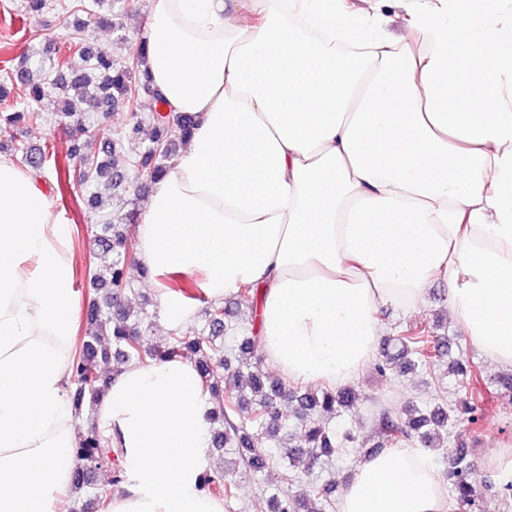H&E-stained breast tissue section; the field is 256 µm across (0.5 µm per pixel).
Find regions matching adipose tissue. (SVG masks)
I'll return each instance as SVG.
<instances>
[{
	"instance_id": "ef3b65f1",
	"label": "adipose tissue",
	"mask_w": 512,
	"mask_h": 512,
	"mask_svg": "<svg viewBox=\"0 0 512 512\" xmlns=\"http://www.w3.org/2000/svg\"><path fill=\"white\" fill-rule=\"evenodd\" d=\"M150 0L140 34L165 108L195 115L133 228L140 267L207 298L252 286L278 374L345 384L390 307L437 279L512 366V0ZM403 17L387 33L385 9ZM72 234L0 159V512H56L74 469ZM211 405L172 358L111 373L95 413L128 482L107 512H224L198 487ZM338 512H445L420 449L350 468Z\"/></svg>"
}]
</instances>
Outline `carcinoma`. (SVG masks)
<instances>
[{
  "mask_svg": "<svg viewBox=\"0 0 512 512\" xmlns=\"http://www.w3.org/2000/svg\"><path fill=\"white\" fill-rule=\"evenodd\" d=\"M40 72L42 79L38 81L27 67L17 69L9 77L15 98L22 101L23 107L0 116V137L23 125L37 126L46 122L44 114L35 108L46 88L74 91L56 117L72 122L77 132V137L65 146L64 158L79 162L77 186L81 188L88 189L104 181L117 191L128 180L141 177L152 183L170 168L171 161L186 142L191 120L182 114L163 111L162 95L151 87L140 53L132 63L119 64L107 52L96 50L76 34L65 41L63 54ZM141 87L149 90L157 101L153 113L154 135L150 142L123 168L107 156L100 160L83 157L78 138L92 133L93 129L86 125L78 104L90 98L105 105L109 112L116 104H122L128 111L123 136L136 141L141 132L138 116ZM58 157V145L48 141L34 152H22L20 163L38 175ZM88 203L97 217L90 232L95 244L103 252L112 254V263L89 270L94 298L87 308L81 350L71 362L74 385L71 400L75 416H81L85 406L95 411L106 392L109 376L98 370L100 361L113 359L119 364L130 361L147 364L171 358L188 360L200 372L212 405V445L218 452L238 457V461L219 471L205 472L199 487L229 504L236 497L237 475L244 469L262 477L261 489L269 493V512H316L310 507L314 500L326 507L332 506V485L309 480L307 476L313 462L323 457L329 461L338 459L346 453L347 445L357 440L353 428L336 431L320 419L322 415L342 416L359 398L357 389L344 386L317 392L302 391L263 372L258 363L245 357L260 339L255 323L241 312L243 308L254 307L258 296L256 288L241 289L240 303L215 305L201 293L186 292L174 278L163 280L165 290L180 294L191 303L205 304V324L200 329L195 326L178 328L171 333L164 348H156L150 339L151 317L146 312L134 315L123 304L127 294L133 292L132 280L127 274V258L134 251L135 240L123 231L122 225L114 223L112 212L100 208L97 196H90ZM237 329L243 332L240 356L232 357L224 350V333ZM390 344L392 350H383L373 364L374 378L388 380L395 373L424 369L446 358L455 377V386L451 403L442 400L432 406H413L395 419L383 414L379 431L386 443L398 448L411 445L439 450L448 446L454 428L463 425L475 432L481 428L488 382L476 365L451 357L448 337L435 335L434 327L423 321L403 323L395 328ZM285 403L294 405L299 421L293 432L282 415L281 406ZM253 429L264 432L269 448L255 445ZM73 453L76 464L69 512H88L92 500L79 504L77 498L80 493H88L90 475L109 468L113 470L114 482L123 483L125 471L114 459L113 448L105 444L93 425L79 435ZM284 461L299 471L304 478V488L295 492L270 491L271 473ZM443 475L458 512H476L481 489L492 486L491 481L478 475L469 455L461 451L451 454Z\"/></svg>",
  "mask_w": 512,
  "mask_h": 512,
  "instance_id": "cac0c4a2",
  "label": "carcinoma"
}]
</instances>
